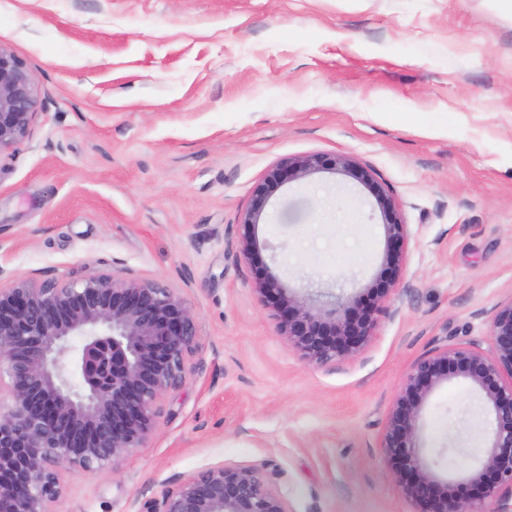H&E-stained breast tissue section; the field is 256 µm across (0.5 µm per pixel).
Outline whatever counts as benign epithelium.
Returning a JSON list of instances; mask_svg holds the SVG:
<instances>
[{"mask_svg": "<svg viewBox=\"0 0 512 512\" xmlns=\"http://www.w3.org/2000/svg\"><path fill=\"white\" fill-rule=\"evenodd\" d=\"M37 94L24 63L0 46V153L29 136ZM323 169L360 182L381 215L386 249L382 269L366 289L371 304L336 298L324 311L292 294L271 272L255 283L279 316L280 331L301 357L327 364L362 351L371 340L378 305L399 289L408 227L398 203L348 157H289L251 188L236 255L252 261L251 232L284 183ZM79 336L81 345L70 339ZM195 342V317L173 291L155 281L119 280L106 273L56 282L14 280L0 286V381L12 404L0 407V512H50L59 495L57 471L106 469L145 448L157 426L158 401L182 386ZM452 380L478 390L491 423L479 468L443 478L419 443L423 406ZM380 450L414 512H512V299L491 315L489 348L450 343L420 358L404 378L387 414ZM267 465L204 468L174 479L143 512H288Z\"/></svg>", "mask_w": 512, "mask_h": 512, "instance_id": "obj_1", "label": "benign epithelium"}]
</instances>
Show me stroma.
Here are the masks:
<instances>
[{
  "mask_svg": "<svg viewBox=\"0 0 512 512\" xmlns=\"http://www.w3.org/2000/svg\"><path fill=\"white\" fill-rule=\"evenodd\" d=\"M0 46L37 90L28 138L0 153V281L107 273L176 292L196 316L185 383L147 447L61 469L51 512H141L218 464L281 469L288 512H412L380 454L422 356L487 340L512 298V13L500 0H0ZM412 113L400 125L395 115ZM356 161L408 226L400 288L369 344L304 361L255 291L365 296L386 248L362 184H283L234 243L281 160ZM479 392L437 388L420 419L432 469L484 456Z\"/></svg>",
  "mask_w": 512,
  "mask_h": 512,
  "instance_id": "obj_1",
  "label": "stroma"
}]
</instances>
